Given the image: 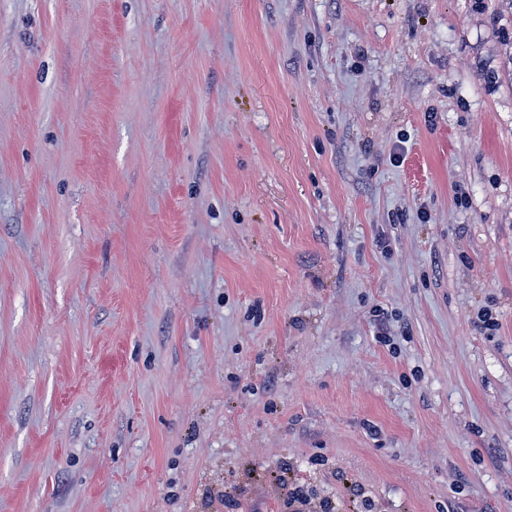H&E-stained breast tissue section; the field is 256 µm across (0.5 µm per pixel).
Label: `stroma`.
Wrapping results in <instances>:
<instances>
[{"instance_id":"obj_1","label":"stroma","mask_w":512,"mask_h":512,"mask_svg":"<svg viewBox=\"0 0 512 512\" xmlns=\"http://www.w3.org/2000/svg\"><path fill=\"white\" fill-rule=\"evenodd\" d=\"M494 4L0 0V512H512Z\"/></svg>"}]
</instances>
